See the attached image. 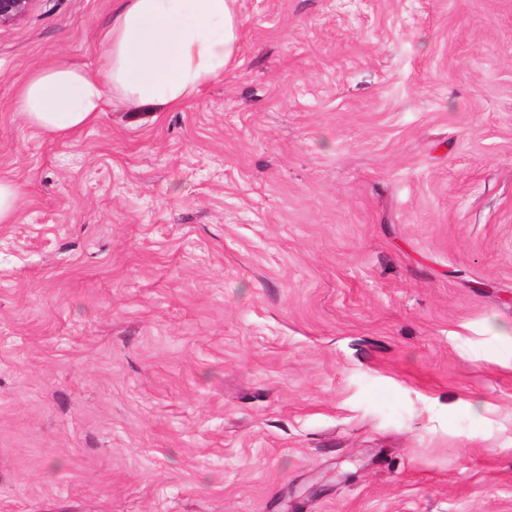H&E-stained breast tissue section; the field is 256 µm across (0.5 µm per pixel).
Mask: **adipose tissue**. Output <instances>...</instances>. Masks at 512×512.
Masks as SVG:
<instances>
[{
    "mask_svg": "<svg viewBox=\"0 0 512 512\" xmlns=\"http://www.w3.org/2000/svg\"><path fill=\"white\" fill-rule=\"evenodd\" d=\"M238 0H122L102 37V65L35 69L16 104L25 123L69 137L95 123L108 95L166 112L221 79L237 56Z\"/></svg>",
    "mask_w": 512,
    "mask_h": 512,
    "instance_id": "ef3b65f1",
    "label": "adipose tissue"
}]
</instances>
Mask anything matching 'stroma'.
Segmentation results:
<instances>
[{
	"mask_svg": "<svg viewBox=\"0 0 512 512\" xmlns=\"http://www.w3.org/2000/svg\"><path fill=\"white\" fill-rule=\"evenodd\" d=\"M119 0L0 26V512H512V0H238L70 137ZM96 72L35 69L15 112L40 132L69 137L105 112L107 94L156 112L177 109L224 76L240 47L238 0H121ZM18 188L7 180H0V223H13L18 214Z\"/></svg>",
	"mask_w": 512,
	"mask_h": 512,
	"instance_id": "obj_1",
	"label": "stroma"
}]
</instances>
